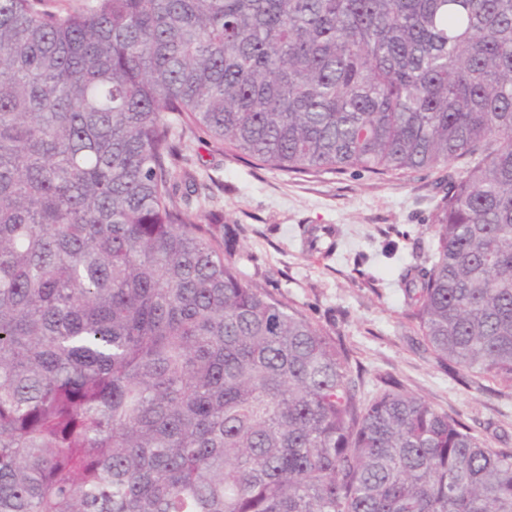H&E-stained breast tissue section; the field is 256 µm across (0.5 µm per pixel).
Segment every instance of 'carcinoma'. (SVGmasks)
<instances>
[{"instance_id":"cac0c4a2","label":"carcinoma","mask_w":512,"mask_h":512,"mask_svg":"<svg viewBox=\"0 0 512 512\" xmlns=\"http://www.w3.org/2000/svg\"><path fill=\"white\" fill-rule=\"evenodd\" d=\"M463 161L399 286L512 387V0H0V512H512V450L361 373L172 188Z\"/></svg>"}]
</instances>
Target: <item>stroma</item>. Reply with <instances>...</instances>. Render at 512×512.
<instances>
[{
    "instance_id": "1",
    "label": "stroma",
    "mask_w": 512,
    "mask_h": 512,
    "mask_svg": "<svg viewBox=\"0 0 512 512\" xmlns=\"http://www.w3.org/2000/svg\"><path fill=\"white\" fill-rule=\"evenodd\" d=\"M182 141L187 171L208 188L206 207L237 233L239 269L342 340L364 370L363 399L391 375L489 447L512 448V387L449 375L425 351L398 286L402 271L430 253L441 170L296 174L241 160L196 127ZM318 226L333 229V252L308 250Z\"/></svg>"
}]
</instances>
